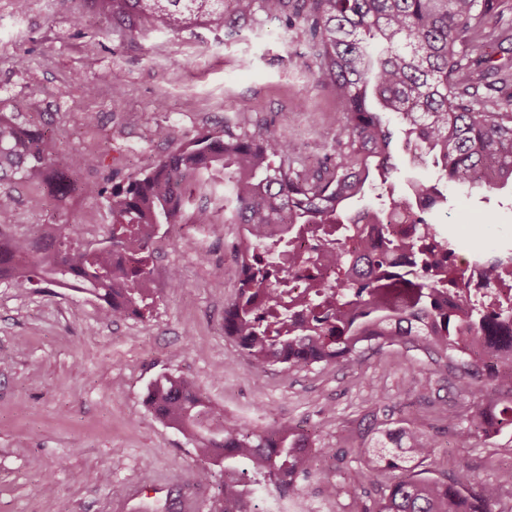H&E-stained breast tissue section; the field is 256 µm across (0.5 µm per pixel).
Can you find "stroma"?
Masks as SVG:
<instances>
[{"mask_svg": "<svg viewBox=\"0 0 512 512\" xmlns=\"http://www.w3.org/2000/svg\"><path fill=\"white\" fill-rule=\"evenodd\" d=\"M292 7L255 8L238 32L197 24L178 33L130 37L112 31L83 0H0V104L42 114L56 146L79 154L80 182L109 187L141 176L199 133L271 131L299 147L297 163L333 154L340 106L318 80L317 59ZM120 95H113V85ZM168 138H158L159 128ZM439 227L469 247H512V187L447 189ZM13 233L35 236L59 217L45 184L14 185ZM67 208L90 231L80 249L108 244L112 217L101 200L77 196ZM191 225L169 227L155 244V304L145 317L107 320L102 301L67 288L0 284V512H116L144 483L132 512H180L201 492L198 512L218 506L222 474L194 480L197 454L146 405L164 373L198 387L225 419L264 432L282 423L313 431L338 460L314 458L350 493L378 497L360 454L373 414L410 418L434 435L435 476L462 473L491 481L512 465L498 439L463 447L448 435L440 409L465 405L452 373L435 371L419 350L401 346L361 361L319 363L302 371L256 368L224 334V307L238 287L240 227L208 225L204 252ZM178 270L182 286L168 285Z\"/></svg>", "mask_w": 512, "mask_h": 512, "instance_id": "35a3bbf8", "label": "stroma"}]
</instances>
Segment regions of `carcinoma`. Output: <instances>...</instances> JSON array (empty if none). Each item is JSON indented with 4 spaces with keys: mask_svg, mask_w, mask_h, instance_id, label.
<instances>
[{
    "mask_svg": "<svg viewBox=\"0 0 512 512\" xmlns=\"http://www.w3.org/2000/svg\"><path fill=\"white\" fill-rule=\"evenodd\" d=\"M297 2L319 59L318 79L333 88L341 106L336 149L324 167L296 169V144L272 132L203 135L124 185L88 189L75 178L83 157L50 150L53 129L0 110V229L18 219L13 185L47 182L61 170L70 178L57 201L94 194L112 215V244L106 249L71 247L78 225L69 220L49 225L43 242L0 233V284H77L104 301L105 319L143 316L155 301L143 287L151 276L154 226L178 223L191 185L214 186L221 179L224 223L241 226L247 250L288 263L275 281L253 262L241 265L237 294L224 308V335L255 366L297 371L323 362L350 364L368 352L408 345L451 369L458 390L472 399L462 412L441 410L448 434L460 446L493 437L512 443V367L504 360L480 380L479 358L460 347L467 334L492 348H511L512 338L502 340L499 333L512 312L444 308L442 298L459 287V276L454 266L435 263L427 238L437 234L432 217L446 197L430 179L401 176L388 118L394 114L402 125L411 166L431 165L439 179L455 186L512 184V95L491 107L480 93L482 87L503 92L488 81L495 67L486 53L491 33L485 32L500 23V0ZM85 3L131 37L179 32L198 22L237 32L224 0ZM401 177L406 191L392 189L380 204L353 209L376 185ZM406 213L422 232L407 238L390 233L386 221ZM362 216L382 224L385 237L383 247L365 260V273L359 270L362 258L341 238L343 232L359 233ZM332 224L338 230L332 253L336 280L313 297L294 299L305 314L292 322L282 289L292 276L313 279L308 261L292 250L293 240L317 227L330 234ZM147 404L161 423L195 445L201 459L195 480L209 481L211 466H222L218 512H256L260 491L273 486L292 497L298 477L310 474L315 443L309 433L290 423L257 433L226 421L183 377L155 380ZM395 424L391 428L376 417L370 422L391 476L376 499L351 495L348 512H499L504 492L512 488V467L478 484L467 477H429L434 437L414 422Z\"/></svg>",
    "mask_w": 512,
    "mask_h": 512,
    "instance_id": "carcinoma-1",
    "label": "carcinoma"
}]
</instances>
